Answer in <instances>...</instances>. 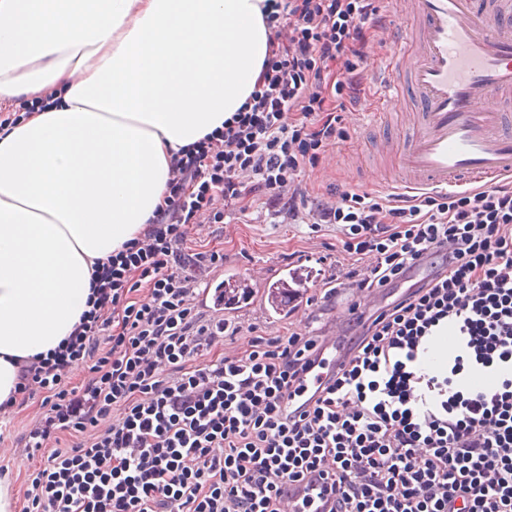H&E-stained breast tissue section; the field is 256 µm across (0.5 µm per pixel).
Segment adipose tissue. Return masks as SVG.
Here are the masks:
<instances>
[{
	"mask_svg": "<svg viewBox=\"0 0 512 512\" xmlns=\"http://www.w3.org/2000/svg\"><path fill=\"white\" fill-rule=\"evenodd\" d=\"M263 0H0V403L87 308L95 259L162 203L173 153L222 127L269 54ZM44 102V99L29 101L25 98H19L11 111L4 112L2 110L0 113V131L7 129L8 132L15 125L35 116L48 106Z\"/></svg>",
	"mask_w": 512,
	"mask_h": 512,
	"instance_id": "adipose-tissue-1",
	"label": "adipose tissue"
}]
</instances>
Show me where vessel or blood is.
<instances>
[{
    "label": "vessel or blood",
    "instance_id": "b4317fda",
    "mask_svg": "<svg viewBox=\"0 0 512 512\" xmlns=\"http://www.w3.org/2000/svg\"><path fill=\"white\" fill-rule=\"evenodd\" d=\"M407 22L392 34L387 82L371 110L383 119L403 100L416 112L413 132L396 155L402 192L512 176V0H397ZM299 270L225 275L205 304L233 312L265 290L270 320L298 301ZM323 340L325 368L303 377L309 396L334 369L339 326Z\"/></svg>",
    "mask_w": 512,
    "mask_h": 512
}]
</instances>
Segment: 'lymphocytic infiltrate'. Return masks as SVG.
<instances>
[{
	"mask_svg": "<svg viewBox=\"0 0 512 512\" xmlns=\"http://www.w3.org/2000/svg\"><path fill=\"white\" fill-rule=\"evenodd\" d=\"M380 0H264L269 55L246 102L171 161L165 197L93 265L91 308L46 357L21 361L7 418L40 463L24 512H281L284 487L332 494V512H512V181L408 202L378 190L310 196L305 176L349 136ZM338 224L335 274L293 312L349 304L336 375L290 409L320 355L312 329L251 333L198 298L223 250L194 244L201 216ZM431 271L400 289L422 265ZM453 332L446 362L428 345ZM84 379L72 385L74 371Z\"/></svg>",
	"mask_w": 512,
	"mask_h": 512,
	"instance_id": "lymphocytic-infiltrate-1",
	"label": "lymphocytic infiltrate"
}]
</instances>
